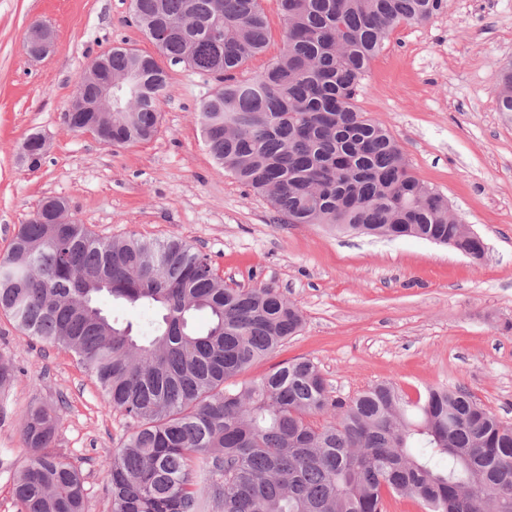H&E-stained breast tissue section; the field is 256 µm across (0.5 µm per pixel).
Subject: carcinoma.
Wrapping results in <instances>:
<instances>
[{"instance_id": "cac0c4a2", "label": "carcinoma", "mask_w": 512, "mask_h": 512, "mask_svg": "<svg viewBox=\"0 0 512 512\" xmlns=\"http://www.w3.org/2000/svg\"><path fill=\"white\" fill-rule=\"evenodd\" d=\"M444 0H279L283 48L264 72H235L264 51L260 0H132L134 21L172 65L218 77L197 108L210 154L268 198L285 224L415 237L479 259L485 246L448 219L393 135L355 105L370 61L394 28L429 22ZM112 78L142 74L138 105L112 113L106 144L158 131L168 73L121 47ZM498 111L512 112V63ZM51 199L0 258V311L28 335L72 352L130 423L106 464L111 512H387L386 496L425 512H512V424L468 390L435 386L415 401L389 381L345 400L308 358L257 381H230L300 332L294 303L265 286L224 283L187 242L104 240ZM153 312L146 329L105 308ZM206 313L203 326L196 315ZM62 417L28 408L18 512H90L82 470L52 450Z\"/></svg>"}]
</instances>
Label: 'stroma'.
<instances>
[{"label":"stroma","instance_id":"obj_1","mask_svg":"<svg viewBox=\"0 0 512 512\" xmlns=\"http://www.w3.org/2000/svg\"><path fill=\"white\" fill-rule=\"evenodd\" d=\"M269 38L238 71L252 79L279 55L278 0H261ZM36 23L56 38L44 59L23 42ZM115 46L157 55L130 0H0V257L49 197L96 236L179 237L233 287L268 286L304 317L298 336L256 362L240 382L312 359L335 395L392 381L410 398L458 385L512 423V112L497 109L500 64L512 60V0H445L430 22L397 27L373 59L358 109L385 126L415 172L486 244L472 262L417 238L337 233L283 224L268 199L217 164L196 119L214 77L168 66L156 136L106 146L65 114L87 62ZM47 140L37 169L19 159L31 133ZM0 362L20 368L0 395V512H17L14 474L29 453L25 409L62 411L54 449L81 467L92 512H110L104 463L127 423L65 349L32 339L0 313Z\"/></svg>","mask_w":512,"mask_h":512}]
</instances>
